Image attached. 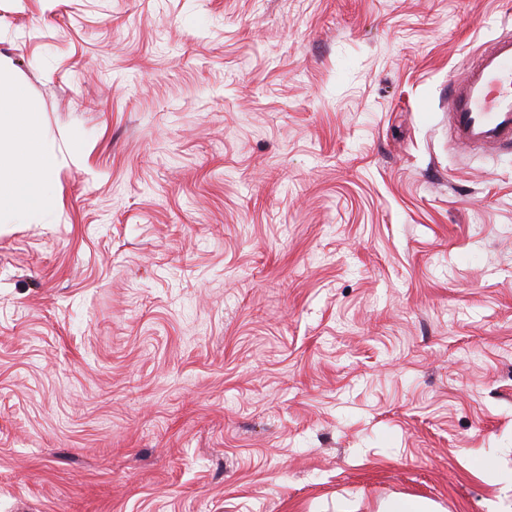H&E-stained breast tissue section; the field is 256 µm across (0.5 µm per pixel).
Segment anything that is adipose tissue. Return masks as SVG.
Listing matches in <instances>:
<instances>
[{
    "instance_id": "1",
    "label": "adipose tissue",
    "mask_w": 512,
    "mask_h": 512,
    "mask_svg": "<svg viewBox=\"0 0 512 512\" xmlns=\"http://www.w3.org/2000/svg\"><path fill=\"white\" fill-rule=\"evenodd\" d=\"M7 71L0 61V219L19 223L50 206L52 176L62 159L44 131L41 112L19 82L7 79Z\"/></svg>"
}]
</instances>
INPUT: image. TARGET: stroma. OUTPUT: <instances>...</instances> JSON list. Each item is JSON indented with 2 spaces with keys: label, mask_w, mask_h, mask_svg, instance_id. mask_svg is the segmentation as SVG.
I'll list each match as a JSON object with an SVG mask.
<instances>
[{
  "label": "stroma",
  "mask_w": 512,
  "mask_h": 512,
  "mask_svg": "<svg viewBox=\"0 0 512 512\" xmlns=\"http://www.w3.org/2000/svg\"><path fill=\"white\" fill-rule=\"evenodd\" d=\"M512 0H0L63 154L0 223V512H512ZM448 128L460 150L512 149V35L483 49L448 84Z\"/></svg>",
  "instance_id": "obj_1"
}]
</instances>
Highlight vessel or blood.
<instances>
[{"label":"vessel or blood","instance_id":"vessel-or-blood-1","mask_svg":"<svg viewBox=\"0 0 512 512\" xmlns=\"http://www.w3.org/2000/svg\"><path fill=\"white\" fill-rule=\"evenodd\" d=\"M448 128L458 149H512V35L483 49L448 84Z\"/></svg>","mask_w":512,"mask_h":512}]
</instances>
